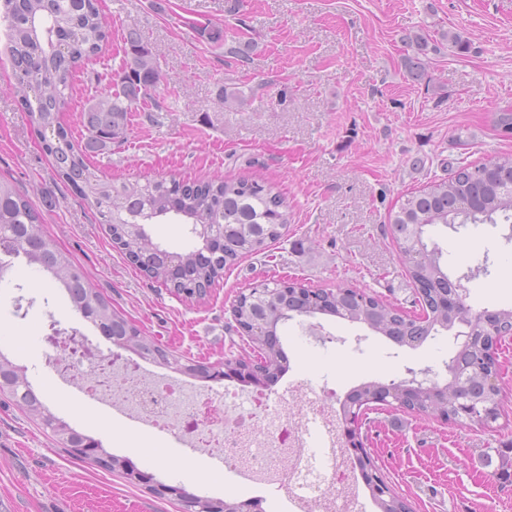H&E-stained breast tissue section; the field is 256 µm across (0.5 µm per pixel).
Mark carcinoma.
Returning <instances> with one entry per match:
<instances>
[{"label":"carcinoma","mask_w":512,"mask_h":512,"mask_svg":"<svg viewBox=\"0 0 512 512\" xmlns=\"http://www.w3.org/2000/svg\"><path fill=\"white\" fill-rule=\"evenodd\" d=\"M0 6V20L7 22L15 80L56 175L77 188L95 209L116 248L127 257L140 259L136 269L171 293L192 299L200 282L215 284L225 269L281 239L282 229L288 224V208L281 195L263 181L215 176L182 185L164 180L116 185L90 163L92 154L111 148L114 140L125 139L129 112L148 106L161 79L156 51L136 28H129L125 36L124 58L116 79L81 113L86 135L82 143L76 144L61 123V113L73 95L72 72L100 57L109 39L99 0H0ZM170 215L189 225V233L198 243L208 232L224 234L223 254L204 261L200 247L178 253L153 242L144 225ZM498 216L507 222L512 220V154L488 163L461 166L448 179L434 181L406 196L390 223L400 260L415 285L418 301L424 304L420 317L379 297L339 288L330 293L309 292L302 299L283 293L272 301L256 298L237 309L235 320L253 329V351L263 359L272 377L285 370L277 335L285 314L337 316L364 324L402 347L415 348L438 330H449L457 321L470 318L459 283L451 279L442 263V251L428 244L433 228L494 224ZM0 254L20 257L35 271L50 273L66 291L74 310L102 335L116 340L129 335L132 324L47 238L41 216L29 199L12 182L1 178ZM475 319L473 338L457 343L446 362L447 381L417 391L412 409L432 410L455 421L457 404L466 400L480 409L499 412V388L488 382L482 337L500 328H512V307L487 309ZM130 349L145 359L168 364L163 351L143 337L130 344ZM10 366L12 362L0 356V393L9 395L45 427L55 429L57 417L32 392L27 377L12 373ZM383 392L391 402L402 404V393L397 388L369 382L351 391L342 404V415L348 416V403L368 408ZM366 483L373 486L369 477ZM372 496L380 512L408 508L404 500L390 494L384 482L375 487Z\"/></svg>","instance_id":"1"}]
</instances>
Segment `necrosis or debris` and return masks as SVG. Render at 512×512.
<instances>
[{
    "mask_svg": "<svg viewBox=\"0 0 512 512\" xmlns=\"http://www.w3.org/2000/svg\"><path fill=\"white\" fill-rule=\"evenodd\" d=\"M81 371L92 399L136 413L160 431L178 430L194 448L223 459L231 473L284 488L296 512H363L348 456L337 437L336 394L298 381L288 398L187 383L90 361L59 350Z\"/></svg>",
    "mask_w": 512,
    "mask_h": 512,
    "instance_id": "4bbe7bcc",
    "label": "necrosis or debris"
}]
</instances>
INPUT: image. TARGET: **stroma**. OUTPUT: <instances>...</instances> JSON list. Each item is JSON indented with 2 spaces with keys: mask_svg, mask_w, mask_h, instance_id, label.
<instances>
[{
  "mask_svg": "<svg viewBox=\"0 0 512 512\" xmlns=\"http://www.w3.org/2000/svg\"><path fill=\"white\" fill-rule=\"evenodd\" d=\"M111 33L103 63L82 74L61 116L82 140L81 110L95 74L119 65L127 28L157 51L162 79L151 111L129 117L125 141L93 164L115 182L252 177L288 205L281 239L224 273L205 299L170 294L115 246L79 193L58 179L41 138L14 92L7 37L0 28V177L40 212L47 235L89 283L143 336L199 365L204 388L242 386L205 370L244 354L231 314L234 299L269 276L333 291L348 286L411 309L413 283L398 259L388 218L403 194L448 178L452 167L512 153L495 116L512 111V0H101ZM223 44L211 42L214 29ZM425 36L424 75L408 78L406 36ZM461 35L462 48L448 37ZM252 49L239 61L226 49ZM243 105L220 104L224 88ZM452 278L463 281L472 312L512 307V223L468 224L434 236ZM489 273L466 280L470 268ZM80 332L101 354L114 345L75 312L63 290L26 265L0 286V353L24 367L39 398L71 427L154 480L180 488L160 496L66 453L56 437L0 396V512H183L182 496L257 502L261 512H291L283 490L225 473L177 434L160 432L86 399L76 371L47 363L49 330ZM278 333L287 370L267 385L285 393L304 379L346 397L367 381L401 380L408 370L447 378L455 348L443 331L416 348L399 347L365 325L325 314L298 316ZM503 412L493 426L448 423L375 405L362 424L363 454L412 512H512V340L499 349ZM137 437L129 451L117 434ZM192 459L198 479L183 475Z\"/></svg>",
  "mask_w": 512,
  "mask_h": 512,
  "instance_id": "stroma-1",
  "label": "stroma"
}]
</instances>
